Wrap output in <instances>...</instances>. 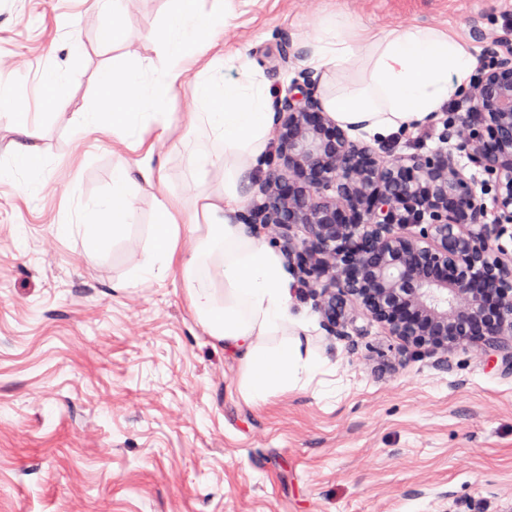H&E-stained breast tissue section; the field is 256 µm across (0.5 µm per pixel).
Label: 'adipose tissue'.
<instances>
[{
    "label": "adipose tissue",
    "instance_id": "ef3b65f1",
    "mask_svg": "<svg viewBox=\"0 0 512 512\" xmlns=\"http://www.w3.org/2000/svg\"><path fill=\"white\" fill-rule=\"evenodd\" d=\"M175 2L154 36L160 72L148 79L140 66L125 63L102 72L98 90L108 106L80 113L83 132L110 131L131 139L145 125L162 135L171 131V94L182 68L203 56L213 34L235 15V0H223L211 11L202 9L201 0ZM307 47L308 66L329 80L322 96L326 111L342 128L379 140L428 122L467 88L476 68L473 54L452 32L425 25L372 31L342 10L323 18ZM235 68L241 78H229ZM195 94L199 110L191 127L203 136L187 145L191 171L203 176L215 161L213 147H222L224 189L197 198L187 221L177 201L158 199L152 247L139 274L161 278L180 266L197 319L226 350L240 354L239 392L259 405L322 368L294 331L292 283L281 254L247 235L235 219L240 185L267 155L273 94L264 76L238 56L225 58L223 69H203ZM162 175L150 166L115 167L111 197L86 207L91 247L136 223L131 189L153 185ZM185 227L196 234L197 245L180 256L176 250ZM215 251L222 261L213 274L206 260Z\"/></svg>",
    "mask_w": 512,
    "mask_h": 512
}]
</instances>
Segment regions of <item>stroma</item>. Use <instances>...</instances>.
<instances>
[{
  "label": "stroma",
  "instance_id": "obj_1",
  "mask_svg": "<svg viewBox=\"0 0 512 512\" xmlns=\"http://www.w3.org/2000/svg\"><path fill=\"white\" fill-rule=\"evenodd\" d=\"M173 7L124 0L115 47L99 0H0V74L40 146L34 166L18 162L0 116V512H512L511 372L468 347L415 357L376 323L326 335L298 284L293 313L323 368L252 405L240 357L198 322L179 271L139 278L156 199L178 198L187 218L223 186L219 165L192 179L181 140L199 67L175 85L171 135L147 131L133 148L84 134L77 114L100 107L96 77L112 62L155 74L152 37ZM338 9L377 29L452 31L479 58L512 0H245L204 59L242 54L283 96L305 38ZM52 73L54 108L41 95ZM442 128L384 145L434 150ZM161 162L163 181L132 194L137 223L90 252L83 209L111 195L113 168Z\"/></svg>",
  "mask_w": 512,
  "mask_h": 512
}]
</instances>
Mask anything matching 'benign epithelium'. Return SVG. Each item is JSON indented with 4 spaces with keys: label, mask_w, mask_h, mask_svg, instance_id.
I'll return each mask as SVG.
<instances>
[{
    "label": "benign epithelium",
    "mask_w": 512,
    "mask_h": 512,
    "mask_svg": "<svg viewBox=\"0 0 512 512\" xmlns=\"http://www.w3.org/2000/svg\"><path fill=\"white\" fill-rule=\"evenodd\" d=\"M499 47L485 45L466 112L443 123L451 150L391 156L351 139L308 70L276 100L262 198L238 220L274 231L327 335H364L362 317L417 356L469 346L512 371V252L499 244L512 225V50ZM469 166L487 175L480 194Z\"/></svg>",
    "instance_id": "obj_1"
}]
</instances>
